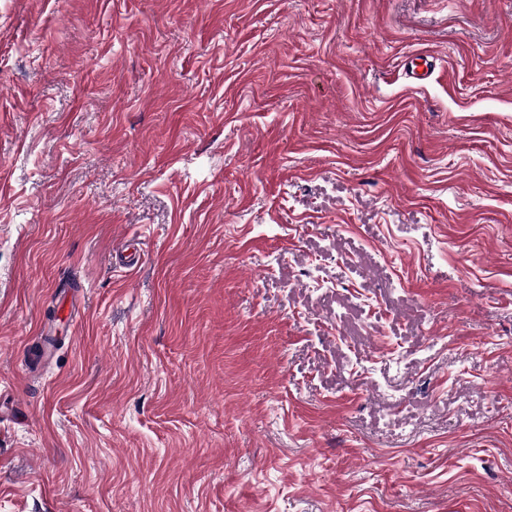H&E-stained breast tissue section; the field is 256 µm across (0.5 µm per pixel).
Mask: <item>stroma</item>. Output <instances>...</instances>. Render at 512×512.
I'll list each match as a JSON object with an SVG mask.
<instances>
[{
	"label": "stroma",
	"instance_id": "1",
	"mask_svg": "<svg viewBox=\"0 0 512 512\" xmlns=\"http://www.w3.org/2000/svg\"><path fill=\"white\" fill-rule=\"evenodd\" d=\"M0 512H512V0H0Z\"/></svg>",
	"mask_w": 512,
	"mask_h": 512
}]
</instances>
